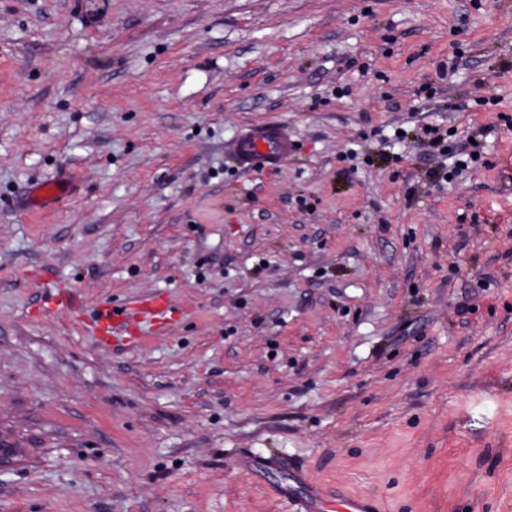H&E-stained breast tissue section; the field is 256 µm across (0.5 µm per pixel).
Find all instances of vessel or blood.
Instances as JSON below:
<instances>
[{
  "mask_svg": "<svg viewBox=\"0 0 512 512\" xmlns=\"http://www.w3.org/2000/svg\"><path fill=\"white\" fill-rule=\"evenodd\" d=\"M294 146L295 141L285 126L269 122L246 127L229 149L243 169L258 172L287 164L294 153ZM67 192L62 180L51 179L32 187L27 201L30 207L39 208L62 200ZM169 323V303L164 297L155 295L122 306H101L88 328L91 335L101 340L118 337L132 341L141 336L144 326L160 329Z\"/></svg>",
  "mask_w": 512,
  "mask_h": 512,
  "instance_id": "vessel-or-blood-1",
  "label": "vessel or blood"
}]
</instances>
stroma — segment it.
Here are the masks:
<instances>
[{"label":"stroma","instance_id":"stroma-1","mask_svg":"<svg viewBox=\"0 0 512 512\" xmlns=\"http://www.w3.org/2000/svg\"><path fill=\"white\" fill-rule=\"evenodd\" d=\"M510 160L512 0H0V512H512ZM295 140L275 122L246 127L230 144L240 166L251 172L281 168L294 153ZM68 192L66 184L61 179H51L32 187L27 201L31 208H40L46 203L62 200ZM169 324V303L164 297L155 295L122 306H100L88 328L90 335L99 340L115 336L129 342L142 335L145 325L160 329Z\"/></svg>","mask_w":512,"mask_h":512}]
</instances>
